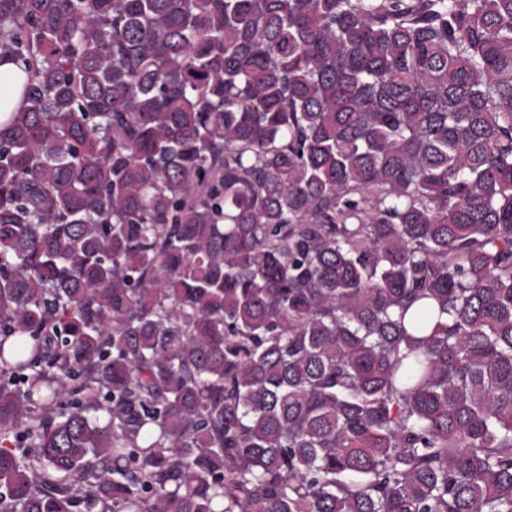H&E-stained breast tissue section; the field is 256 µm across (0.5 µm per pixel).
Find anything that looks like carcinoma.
<instances>
[{
	"mask_svg": "<svg viewBox=\"0 0 512 512\" xmlns=\"http://www.w3.org/2000/svg\"><path fill=\"white\" fill-rule=\"evenodd\" d=\"M5 59L0 512H512V0H0Z\"/></svg>",
	"mask_w": 512,
	"mask_h": 512,
	"instance_id": "1",
	"label": "carcinoma"
}]
</instances>
